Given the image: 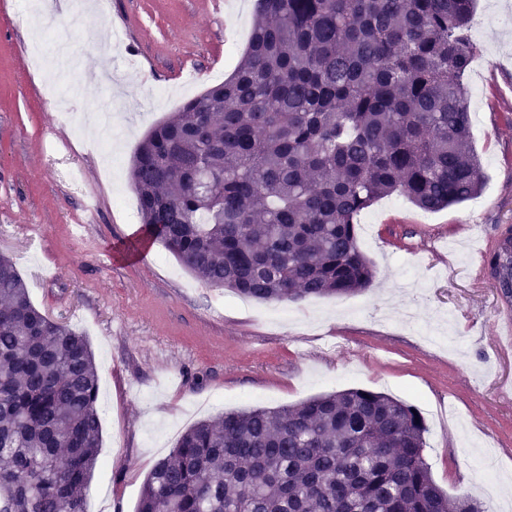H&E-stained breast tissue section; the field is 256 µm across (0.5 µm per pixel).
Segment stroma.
<instances>
[{
    "label": "stroma",
    "instance_id": "1",
    "mask_svg": "<svg viewBox=\"0 0 512 512\" xmlns=\"http://www.w3.org/2000/svg\"><path fill=\"white\" fill-rule=\"evenodd\" d=\"M230 0H111L84 17L69 77L31 49L69 22L71 0H0V254L33 303L83 332L98 370L100 462L88 506L136 512L153 465L194 422L346 389L414 406L424 456L448 494L479 496L486 478L512 504V359L498 351L501 294L476 286L478 242L512 225V0H478L479 72L471 101L485 187L426 212L396 194L371 206L358 243L376 277L347 297L252 302L198 280L160 243L126 257L141 228L134 149L188 98L224 81L252 9ZM451 238L446 263L426 252Z\"/></svg>",
    "mask_w": 512,
    "mask_h": 512
}]
</instances>
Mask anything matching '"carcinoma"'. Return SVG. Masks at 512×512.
I'll return each mask as SVG.
<instances>
[{
	"instance_id": "obj_1",
	"label": "carcinoma",
	"mask_w": 512,
	"mask_h": 512,
	"mask_svg": "<svg viewBox=\"0 0 512 512\" xmlns=\"http://www.w3.org/2000/svg\"><path fill=\"white\" fill-rule=\"evenodd\" d=\"M477 0H256L224 82L153 126L131 181L144 236L206 284L261 302L372 282L361 213L477 195L463 77ZM86 337L0 255V512H88L101 422ZM417 410L362 389L193 424L137 512H482L423 457Z\"/></svg>"
}]
</instances>
